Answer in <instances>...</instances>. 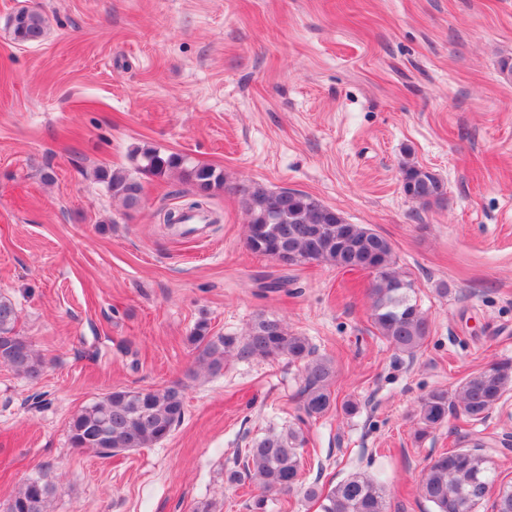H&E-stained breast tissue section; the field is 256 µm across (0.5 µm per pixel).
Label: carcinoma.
Segmentation results:
<instances>
[{
	"mask_svg": "<svg viewBox=\"0 0 512 512\" xmlns=\"http://www.w3.org/2000/svg\"><path fill=\"white\" fill-rule=\"evenodd\" d=\"M20 42H36L45 32V18L35 10H21L12 19ZM141 173L163 177L179 172L191 188L189 207L203 205L224 190V172L212 166L187 165L178 153L147 149ZM112 196L129 209L143 199L139 179L121 171L101 172ZM403 191L424 205L440 204L447 187L426 168L402 166ZM247 216L246 242L259 255L286 250L292 264L324 262L338 268L363 270L372 275V323L395 351L414 357L430 334L428 316L410 296L411 283L394 270L392 245L387 238L363 224H348L340 212L309 194L282 189L271 191L241 184L235 188ZM17 310L0 295V359L16 373L38 379L44 360L17 332ZM190 341L195 345L197 367L216 376L224 360L239 357L283 359L303 364V386L299 392V421L325 415L333 405L331 384L335 368L330 359L315 355L309 340L288 332L281 319L260 316L243 336H213L201 321ZM512 390V361L494 362L462 379L451 394L435 387L419 401L415 437L427 438L451 417H462L471 425L482 424ZM184 415V394L178 384L156 389H118L79 410L69 425L72 447L112 456L149 448L166 440ZM301 429L269 432L244 449L242 468L230 470V483L246 480L259 486L260 494L249 504L251 512H266L268 497L300 493L319 503L320 512H388L386 492L375 476L350 475L325 491L317 484L303 486ZM488 441L477 432L463 436L460 447L430 459L418 484V493L435 512H476V507L494 492L496 475L486 453ZM53 485L48 476L29 480L10 500L8 512H50Z\"/></svg>",
	"mask_w": 512,
	"mask_h": 512,
	"instance_id": "carcinoma-1",
	"label": "carcinoma"
}]
</instances>
